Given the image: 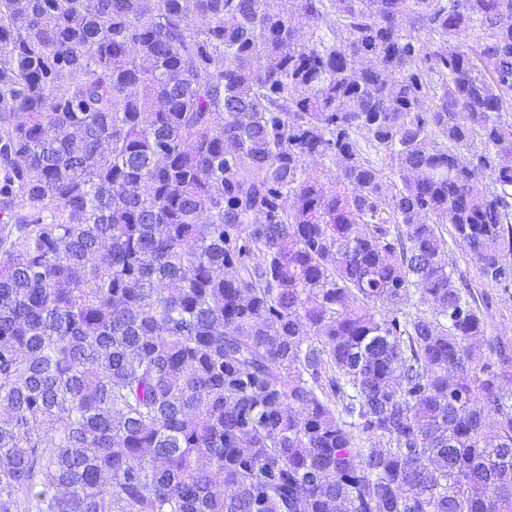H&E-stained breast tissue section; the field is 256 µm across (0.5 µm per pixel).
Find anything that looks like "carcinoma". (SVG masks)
Returning <instances> with one entry per match:
<instances>
[{
  "mask_svg": "<svg viewBox=\"0 0 512 512\" xmlns=\"http://www.w3.org/2000/svg\"><path fill=\"white\" fill-rule=\"evenodd\" d=\"M506 14L0 0V512H512ZM449 226H442V232L448 242L450 263H453L454 277H463L476 295L486 292L492 296V306L488 312V329L493 334L512 338V285H496L487 281L476 264L456 246L452 240Z\"/></svg>",
  "mask_w": 512,
  "mask_h": 512,
  "instance_id": "carcinoma-1",
  "label": "carcinoma"
}]
</instances>
